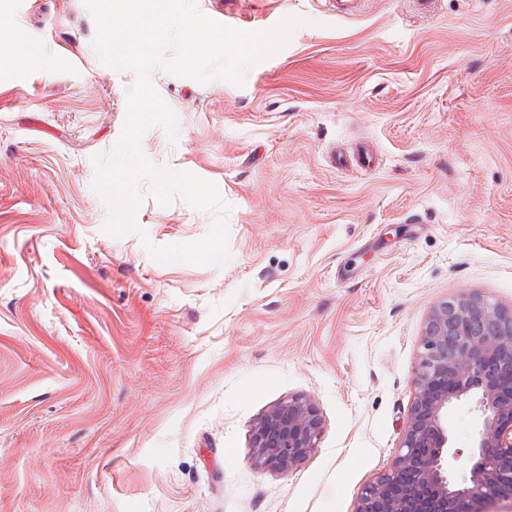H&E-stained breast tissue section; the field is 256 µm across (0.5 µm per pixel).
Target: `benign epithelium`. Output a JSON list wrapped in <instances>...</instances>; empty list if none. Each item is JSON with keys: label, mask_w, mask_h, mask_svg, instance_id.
<instances>
[{"label": "benign epithelium", "mask_w": 512, "mask_h": 512, "mask_svg": "<svg viewBox=\"0 0 512 512\" xmlns=\"http://www.w3.org/2000/svg\"><path fill=\"white\" fill-rule=\"evenodd\" d=\"M413 387L399 451L363 489L356 512H495L498 500L512 498V306L465 292L436 305ZM467 397L475 398L477 427L469 474L456 482L448 411ZM321 429L310 400H283L254 424V458L263 468L288 473L310 456ZM401 475L405 484L396 494Z\"/></svg>", "instance_id": "benign-epithelium-1"}]
</instances>
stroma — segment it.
<instances>
[{
  "label": "stroma",
  "instance_id": "1",
  "mask_svg": "<svg viewBox=\"0 0 512 512\" xmlns=\"http://www.w3.org/2000/svg\"><path fill=\"white\" fill-rule=\"evenodd\" d=\"M198 8L250 32L307 21L244 86L152 74L178 140L155 127L142 150L217 185L221 266L149 256L215 220L180 197L104 232L92 158L135 74L100 63L82 0H0L41 50L0 58V512H356L398 451L433 307L512 306V0ZM363 146L371 167L333 165ZM295 396L317 448L257 466L254 422ZM475 427L462 400L454 476Z\"/></svg>",
  "mask_w": 512,
  "mask_h": 512
}]
</instances>
